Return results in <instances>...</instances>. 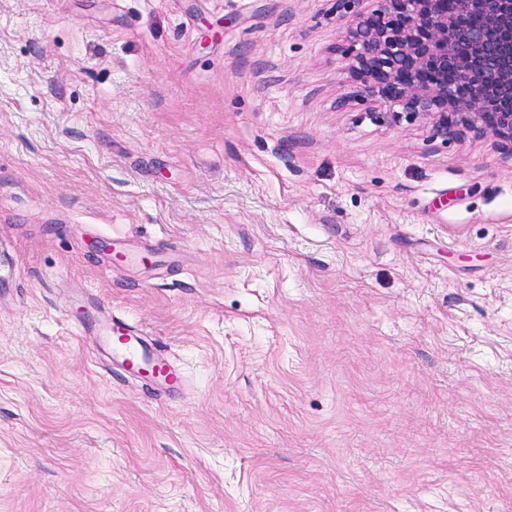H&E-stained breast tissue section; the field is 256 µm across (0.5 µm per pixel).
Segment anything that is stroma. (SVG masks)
Here are the masks:
<instances>
[{
	"instance_id": "stroma-1",
	"label": "stroma",
	"mask_w": 512,
	"mask_h": 512,
	"mask_svg": "<svg viewBox=\"0 0 512 512\" xmlns=\"http://www.w3.org/2000/svg\"><path fill=\"white\" fill-rule=\"evenodd\" d=\"M349 23L0 0V512H512V157L341 102ZM141 335V330L111 322L107 328L105 341L112 351V356L130 369L149 368L165 383L177 382L178 376L172 367L166 361L154 357L157 349L154 346L148 348Z\"/></svg>"
}]
</instances>
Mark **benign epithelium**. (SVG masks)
<instances>
[{
	"label": "benign epithelium",
	"instance_id": "7a95c632",
	"mask_svg": "<svg viewBox=\"0 0 512 512\" xmlns=\"http://www.w3.org/2000/svg\"><path fill=\"white\" fill-rule=\"evenodd\" d=\"M336 0L353 12L356 95L375 122L428 120L441 136L490 138L512 157V0Z\"/></svg>",
	"mask_w": 512,
	"mask_h": 512
}]
</instances>
